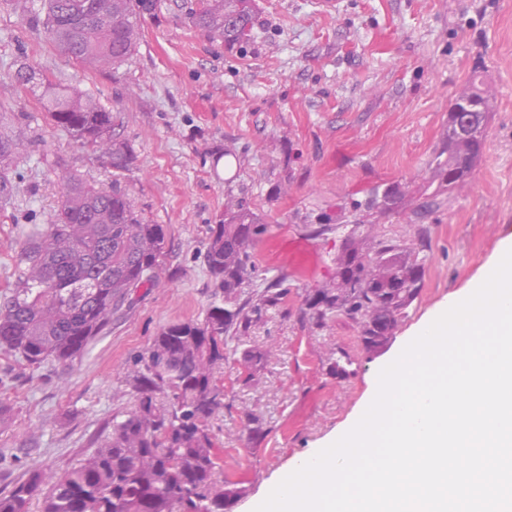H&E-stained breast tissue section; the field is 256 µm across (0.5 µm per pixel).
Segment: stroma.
<instances>
[{
    "mask_svg": "<svg viewBox=\"0 0 512 512\" xmlns=\"http://www.w3.org/2000/svg\"><path fill=\"white\" fill-rule=\"evenodd\" d=\"M134 57L97 72L48 39L41 0H0V120L28 150L0 212V298L17 275V227L45 224L62 176L102 187L120 180L135 207L163 225L157 283L133 291L71 365L33 367L0 353V492L37 466L78 464L113 416L135 406L129 366L162 328L203 318L212 298L204 255L227 190L243 191L267 226L252 245L257 280L284 279L288 294L248 334L229 340L215 380L224 408L208 425L225 480L244 492L231 512H254L298 456L313 454L364 400L373 376L449 296L487 277L512 235V0H256L244 48L211 41L189 22L197 0H155ZM483 63L492 105L484 155L454 195H432L430 160L448 138V105ZM29 64L61 88L111 111L112 138L132 153L123 170L55 126L29 89L12 82ZM397 184L394 212L354 213L373 188ZM373 225L401 243L425 242L424 286L388 346L367 355L344 316L309 324L304 298L334 281L344 230L337 218ZM328 230L316 234L318 225ZM273 356L244 382L245 351ZM349 354L347 377L329 372ZM261 432L246 428L247 419Z\"/></svg>",
    "mask_w": 512,
    "mask_h": 512,
    "instance_id": "35a3bbf8",
    "label": "stroma"
}]
</instances>
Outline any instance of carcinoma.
<instances>
[{"label": "carcinoma", "mask_w": 512, "mask_h": 512, "mask_svg": "<svg viewBox=\"0 0 512 512\" xmlns=\"http://www.w3.org/2000/svg\"><path fill=\"white\" fill-rule=\"evenodd\" d=\"M155 0H43L42 24L67 57L93 69H116L136 51L144 15ZM192 25L226 45L255 38V0H199ZM484 68L472 70L470 135L444 147L431 166L436 192L453 194L471 178L483 154L491 119ZM17 83L39 88L50 120L80 146L123 170L130 155L112 143V112L76 90L46 84L22 63ZM25 156L20 141L0 131V202L12 198L10 173ZM384 198L368 195L358 208L382 213L402 201L395 184ZM372 226L357 223L336 256V283L305 300L304 314L316 327L343 315L360 329L368 354L383 350L399 321L418 299L426 258L418 247L371 238ZM266 231L244 198L231 197L224 219L209 228L206 262L222 299L201 320L170 324L142 360L127 371L136 407L113 419L94 451L61 474L43 468L0 493V512H228L241 493L218 475L216 442L206 422L224 409V389L214 380L224 365V346L244 335L263 310L288 295L283 283L266 285L241 300L253 281L251 246ZM373 246L366 247L368 239ZM165 233L137 211L126 189H104L76 177L63 178L59 208L47 224H30L19 235L18 276L0 302V350L34 366L72 362L109 325L112 311L132 289L154 286ZM269 352L244 355L246 380Z\"/></svg>", "instance_id": "carcinoma-1"}]
</instances>
